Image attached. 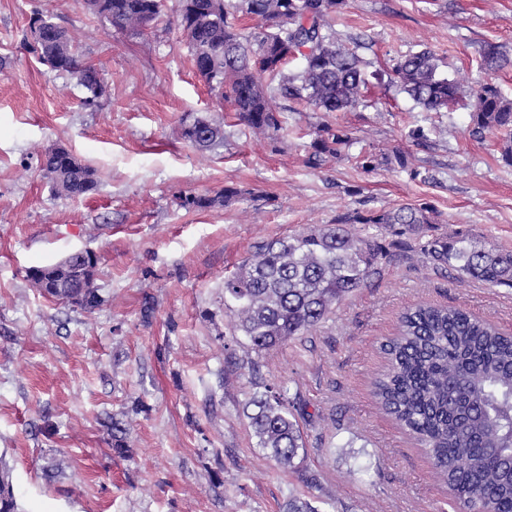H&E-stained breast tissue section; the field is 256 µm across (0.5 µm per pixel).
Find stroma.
Returning a JSON list of instances; mask_svg holds the SVG:
<instances>
[{
  "label": "stroma",
  "instance_id": "1",
  "mask_svg": "<svg viewBox=\"0 0 512 512\" xmlns=\"http://www.w3.org/2000/svg\"><path fill=\"white\" fill-rule=\"evenodd\" d=\"M177 6L165 0L161 23L136 34L84 0H0V453L20 512H281L291 497L321 512H458L422 448L373 397L380 346L417 304L460 306L512 333V289L455 280L412 253L269 351L264 377L290 381L305 403L307 459L286 473L243 414L252 352L224 351V278L254 243L355 208L426 204L440 231L512 250L501 135L473 137L468 109L425 112L374 80L370 107L290 112L283 141L254 136L197 75ZM37 11L99 69L100 96L39 62ZM335 31L365 41L360 54L375 70L428 47L444 72L512 99V68L487 72L480 56L490 43L512 52V0H349ZM199 115L223 125V146L201 152L183 139ZM324 123L344 127L353 152H406L409 170L367 171L349 158L308 168L310 134ZM418 124L420 144L407 137ZM55 144L94 170L95 192L53 191L40 153ZM227 185L240 191L229 205L174 203ZM77 249L98 258L104 302L91 312L27 278ZM113 419L128 455L113 449Z\"/></svg>",
  "mask_w": 512,
  "mask_h": 512
}]
</instances>
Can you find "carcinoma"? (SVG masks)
Returning a JSON list of instances; mask_svg holds the SVG:
<instances>
[{
  "mask_svg": "<svg viewBox=\"0 0 512 512\" xmlns=\"http://www.w3.org/2000/svg\"><path fill=\"white\" fill-rule=\"evenodd\" d=\"M92 12L122 30L155 24L164 0H88ZM347 0H179L177 27L185 35L197 74L228 103L253 133L276 141L288 135L286 103L316 112H347L365 102L367 67L351 45L336 37L332 21ZM256 21L240 26V18ZM56 31L45 35L41 63L78 77L96 97L101 82L89 75L72 39L58 45ZM299 60L302 67L286 71ZM484 70L512 67V55L488 44ZM442 60L424 48L392 59L385 85L406 94L425 112L470 110L471 133L505 134L501 157L512 166V100L493 83L466 86L441 72ZM200 151L224 144V128L206 116L182 129ZM352 138L342 127L315 128L305 163L317 169L349 156ZM359 165L408 168L400 150L365 153ZM41 169L55 191L82 197L96 180L69 170L66 158L49 148ZM239 190L178 194L177 207L206 210L227 205ZM427 206L352 209L331 224L311 227L254 246L238 270L224 277V312L230 333L241 336L257 359L248 364L257 387L243 406L257 447L283 471L305 461L306 442L290 408L285 382L267 384L258 358L325 321L336 304L380 277V261L418 242L420 253L441 272L454 271L489 287H512V251L472 232L437 234ZM397 240L385 245L382 231ZM388 371L374 383L380 407L424 448L434 470L466 512H512V336L464 308L417 305L400 316L398 335L381 345ZM0 512H17L10 469L0 462Z\"/></svg>",
  "mask_w": 512,
  "mask_h": 512,
  "instance_id": "cac0c4a2",
  "label": "carcinoma"
}]
</instances>
